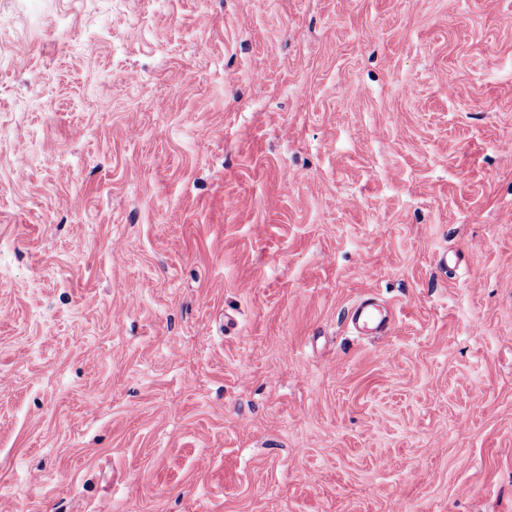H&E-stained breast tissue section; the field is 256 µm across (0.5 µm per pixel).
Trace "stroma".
Segmentation results:
<instances>
[{
  "label": "stroma",
  "mask_w": 512,
  "mask_h": 512,
  "mask_svg": "<svg viewBox=\"0 0 512 512\" xmlns=\"http://www.w3.org/2000/svg\"><path fill=\"white\" fill-rule=\"evenodd\" d=\"M0 503L512 512V0H0ZM350 321L364 335H387L393 328V317L374 298L357 301L351 308Z\"/></svg>",
  "instance_id": "stroma-1"
}]
</instances>
